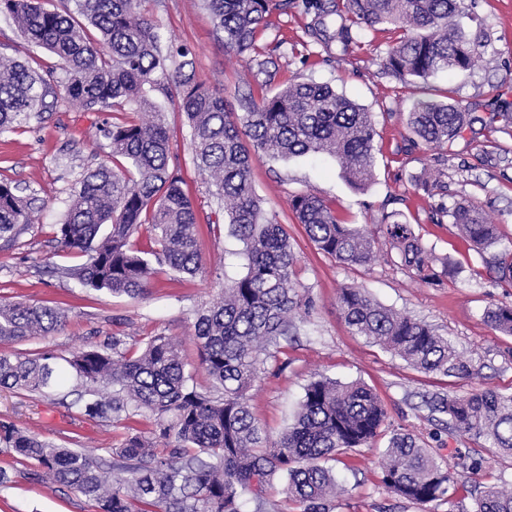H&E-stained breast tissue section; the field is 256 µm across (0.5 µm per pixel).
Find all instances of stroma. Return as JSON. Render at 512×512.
<instances>
[{"instance_id":"stroma-1","label":"stroma","mask_w":512,"mask_h":512,"mask_svg":"<svg viewBox=\"0 0 512 512\" xmlns=\"http://www.w3.org/2000/svg\"><path fill=\"white\" fill-rule=\"evenodd\" d=\"M473 3L475 18L465 27L484 42L483 62L467 72L436 73L425 87L384 73L381 61L393 33L370 31L346 47L337 41L328 48L314 43L307 33L313 14L306 0H296L289 12L272 13V25L261 40L269 62L264 73L256 64L226 54L203 0H145L143 5L173 43L189 48L196 81L223 96L230 109H238L248 95H270L292 81H315L332 85L372 115L374 170L365 189L351 187L336 160L327 156L286 161L260 157L251 168L265 215L283 225L297 256L298 289L312 302L283 340L278 361H267L261 368L250 390L253 416L269 437H277L291 422L306 386L319 376L366 384L388 413L375 442L328 460L341 487L332 512H473L485 484L512 487V461L481 442L449 434L447 415L428 408L432 398L460 397L481 385L512 394V336L484 320L489 308L512 305V285L486 270L482 257L454 224L430 220L436 200L473 202L497 227V252L512 251V136L501 124L477 123L442 148L408 141V114L426 92L479 115L512 113V0ZM0 54L27 61L51 78L49 90L57 92V57L3 20ZM153 98L171 134L170 165L196 206L205 272L193 278L170 271L156 274L137 298L90 291L61 275V268L78 264L80 257L57 247L55 229L76 182L105 161L108 148L101 129L112 118L111 113L87 112L61 100L30 123L0 135V183L28 189L35 198L32 224L14 245L0 246V299L44 303L66 315L62 332L20 342L22 350L67 354L103 346L112 336L125 337L132 345L162 334L181 347L187 373L202 385L206 374L196 349L195 312L218 298L225 278L242 275L245 260L241 243L217 221L209 178L193 161L190 129L177 100L158 92ZM423 173L439 176L442 188L435 197L416 187L413 178ZM303 193L325 199L345 224L375 225L383 214L397 212L436 257L447 260L446 274L436 284L423 283L386 246L380 247L371 266L339 264L318 250L303 225L296 223L290 200ZM347 286L366 288L385 307L435 327L465 352L475 369L473 377L461 380L417 371L355 335L339 311L340 290ZM0 421L66 447L79 440L109 448L127 432L125 422H100L53 399L6 389L0 390ZM397 431L432 441L436 455L457 480L452 503L419 505L386 488L379 461ZM464 453L479 460L478 469L461 468L458 457ZM10 478L0 485V512H93L79 493L35 482L23 469L11 471Z\"/></svg>"}]
</instances>
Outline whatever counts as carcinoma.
<instances>
[{
  "label": "carcinoma",
  "mask_w": 512,
  "mask_h": 512,
  "mask_svg": "<svg viewBox=\"0 0 512 512\" xmlns=\"http://www.w3.org/2000/svg\"><path fill=\"white\" fill-rule=\"evenodd\" d=\"M146 0H0L29 42L54 54L63 78L61 98L86 112L113 111L106 123L113 168L106 163L86 172L71 193L56 242L83 261L60 269L81 287L112 296L146 292L162 268L194 277L203 270L193 202L170 168L169 136L162 112L150 96L166 89L160 28L140 11ZM224 49L256 62L270 27V6L283 13L294 0H204ZM309 34L347 44L351 30L390 26L399 37L382 61L392 77L427 82L440 70L465 71L482 58L460 18L464 0H312ZM340 24L329 32L328 19ZM179 107L191 129L197 167L211 179L229 233L243 245L245 273L224 280L220 300L196 312L195 337L209 386L194 384L185 372L182 350L162 334L142 339L138 349L114 336L102 347L69 356L27 353L15 344L62 330L59 309L26 301L0 303V388L49 397L68 380L76 383L72 403L81 413L114 421L148 414L144 430L126 433L114 448H65L11 422H0V454L29 468L43 484L69 487L94 512H242L245 498L263 512L267 494L282 484L286 512H330L336 478L319 464L338 452L369 445L387 421L378 396L359 382L330 378L311 381L292 422L271 440L249 408L247 393L267 360H278L280 339L309 305L296 289L297 259L283 226L264 216L250 172L252 159L288 160L328 155L346 181L363 190L373 178L374 128L371 114L330 85L293 82L270 96L241 100L242 114L194 79V61L176 50ZM46 79L27 62L0 55V134L15 131L32 114L50 108ZM507 122V112L486 117L458 103L418 100L408 114L412 142L442 147L473 124ZM31 201L17 186L0 184V240L15 242L31 222ZM309 239L324 254L348 266H368L377 240L363 228L340 223L331 206L313 194L290 201ZM449 218L483 254L496 244L497 227L473 204L441 201L432 221ZM380 230L402 266L426 282H437L436 259L411 225L383 218ZM154 246L134 247L143 225ZM488 269L512 285V252L494 256ZM339 310L355 334L425 373L459 379L473 367L445 336L428 323L402 315L374 300L363 288H344ZM487 323L512 336V306L491 308ZM451 428L484 440L494 453L512 459V394L489 387L462 397L434 400ZM383 482L416 504L451 500L455 483L448 467L417 435L391 436L382 463ZM474 512H512V489L488 484Z\"/></svg>",
  "instance_id": "1"
}]
</instances>
